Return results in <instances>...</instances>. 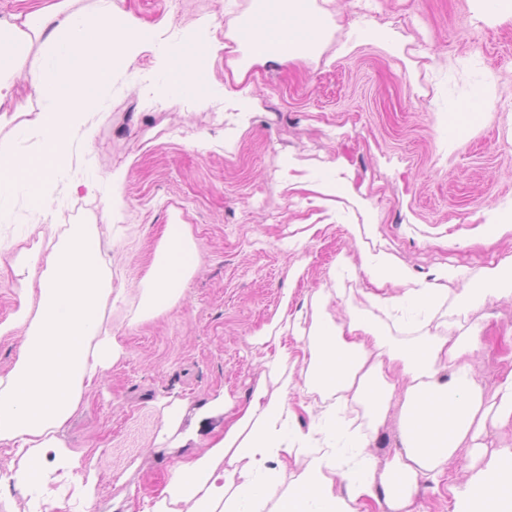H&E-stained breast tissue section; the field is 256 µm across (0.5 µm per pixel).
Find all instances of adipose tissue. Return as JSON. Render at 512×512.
Instances as JSON below:
<instances>
[{
  "label": "adipose tissue",
  "mask_w": 512,
  "mask_h": 512,
  "mask_svg": "<svg viewBox=\"0 0 512 512\" xmlns=\"http://www.w3.org/2000/svg\"><path fill=\"white\" fill-rule=\"evenodd\" d=\"M331 0H254L234 15L226 37L235 42L228 58L233 77L221 89L200 95L201 109L216 108L237 125L257 112L259 98L247 72L320 55L329 30ZM209 20H199L184 41L160 52L157 93L167 97L196 84L205 58L219 48L206 38ZM250 27L248 43L237 41ZM146 34L114 0H43L31 12L0 18V111L9 107L18 82H25L40 106L33 121L7 126L0 120V196L23 192L33 198L44 222L43 268L19 253L13 270L20 304L0 322V338L17 328L25 336L17 359L0 375V445L15 450L19 462L0 477V499L19 492L38 495L40 512H50V484L72 476L81 456L67 448L59 432L79 409L83 395L120 357L122 348L106 325L112 272L99 232L73 224L54 237V210L48 188L57 181L74 140L92 148L103 115V91L112 82L117 58H134ZM379 42L404 58L400 34L359 20L340 40L336 54L352 55ZM36 134L38 152L20 159L17 145ZM294 159L283 163V185L317 192V204L347 207L362 223L349 231L360 250L361 271L376 285L373 293H349L345 318L327 310L330 289H318L309 311L289 313L280 306L253 344L264 354L267 383L256 386L247 405L229 412L216 399L197 414L198 425L183 430V406L162 402L160 441L196 440L199 425L223 420L224 434L203 452L178 462L165 491L149 512H368L369 500L383 496L391 512H412L419 476L438 474L459 449L470 451L469 472L454 492L460 512H512V448L485 457L489 429L512 424V373L486 396L474 378L471 360L481 348L479 329L469 313L492 299L512 297V256L461 277L439 269L434 281L411 274L390 254L371 248L369 226L376 217L339 166L298 175ZM201 258L187 225L170 224L159 241L149 274L137 290L136 315L156 317L174 308L199 269ZM465 279L449 292L435 280ZM399 295L383 294L385 283ZM419 315L405 327L402 312ZM295 338L298 349L283 347ZM404 380L396 392V380ZM298 406H291L292 395ZM399 409L401 449L377 464L370 454L372 433L359 417L379 425L391 407ZM312 413L309 427L297 410ZM297 469H286L287 460Z\"/></svg>",
  "instance_id": "adipose-tissue-1"
}]
</instances>
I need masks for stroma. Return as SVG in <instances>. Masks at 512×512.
Wrapping results in <instances>:
<instances>
[{"label":"stroma","mask_w":512,"mask_h":512,"mask_svg":"<svg viewBox=\"0 0 512 512\" xmlns=\"http://www.w3.org/2000/svg\"><path fill=\"white\" fill-rule=\"evenodd\" d=\"M117 5L155 37L115 66L109 115L93 150L74 143L53 193L57 233L70 224L99 228L120 291L107 320L123 354L60 432L82 462L94 464L93 499L72 484L54 512H147L173 464L190 454L157 445L158 399L173 397L190 409L219 395L245 404L262 375L252 337L280 304L294 313L316 290L333 287L341 259L359 264L349 215L315 205L312 191L282 190L286 157L311 170L343 162L378 218L377 246L419 276L446 264L472 273L512 255V232L482 235L490 210L512 201V19L480 15L477 0H336L320 56L249 73L260 109L228 152L223 114L196 109L193 91L159 99L155 65L164 44L181 41L199 19L209 20L211 41L223 42L228 20L250 0ZM362 15L402 33L416 73L373 42L336 57L338 41ZM479 91L490 106L475 115L469 102ZM451 100L460 105L456 140L443 113ZM123 166L125 206L113 219L105 199L113 170ZM85 179L96 183L94 192L69 191ZM4 207L0 322L19 305L10 260L35 249L41 224L26 196ZM170 224L188 226L201 268L181 303L141 319L134 288ZM297 264L303 273L294 280L289 272ZM470 320L483 342L474 377L491 394L512 372V298L486 302ZM469 461L463 451L443 476L420 477L415 512H456L450 488L465 480Z\"/></svg>","instance_id":"stroma-1"}]
</instances>
